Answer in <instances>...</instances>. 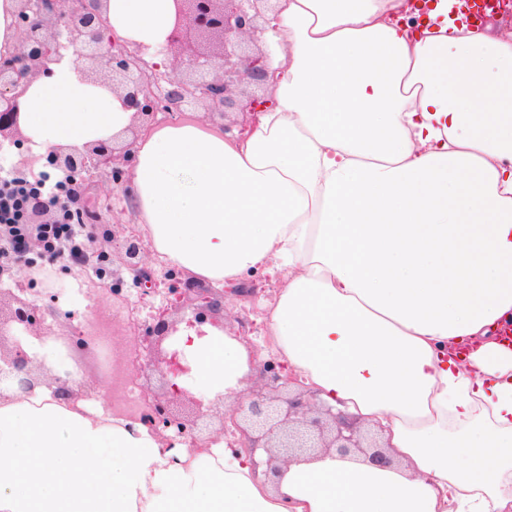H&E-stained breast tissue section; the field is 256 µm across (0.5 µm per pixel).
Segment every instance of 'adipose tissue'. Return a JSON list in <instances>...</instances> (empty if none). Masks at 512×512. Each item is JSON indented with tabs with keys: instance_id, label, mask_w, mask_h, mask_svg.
<instances>
[{
	"instance_id": "ef3b65f1",
	"label": "adipose tissue",
	"mask_w": 512,
	"mask_h": 512,
	"mask_svg": "<svg viewBox=\"0 0 512 512\" xmlns=\"http://www.w3.org/2000/svg\"><path fill=\"white\" fill-rule=\"evenodd\" d=\"M450 0H276L267 105L234 132L142 128L129 187L155 255L214 284L281 269L278 358L318 403L377 427L388 467L330 452L255 477L223 438L40 385L0 394V512H512V34ZM107 34L162 63L175 0H103ZM27 83L39 153L122 138L134 113L73 54ZM191 385L230 406L237 338L180 326Z\"/></svg>"
}]
</instances>
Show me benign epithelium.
Segmentation results:
<instances>
[{"label":"benign epithelium","mask_w":512,"mask_h":512,"mask_svg":"<svg viewBox=\"0 0 512 512\" xmlns=\"http://www.w3.org/2000/svg\"><path fill=\"white\" fill-rule=\"evenodd\" d=\"M177 19L167 39L165 51L173 58H183L189 78L171 83L164 89L167 72L147 64L139 54L124 44L106 37V22L101 0H19L21 45L16 58L0 60V146L20 147L25 139L20 127L19 87L24 80L49 73V64L60 59L59 50L73 49L83 71H106L112 89L123 94L135 117L157 112L179 113L186 107L204 103L213 113L233 110L249 114L264 105L257 94L263 88L271 66L269 53L260 46L265 27L260 20L273 10L272 0H175ZM131 145L116 147L101 141L83 150L56 149L47 156L49 166L73 181L90 169L112 170V182H124L131 158ZM53 208L35 193L26 202L27 223L35 224ZM119 251L126 266L144 281L141 299L156 293L152 276L141 268L143 245L134 232L125 236ZM167 304L151 314L145 325L141 349L136 352L135 368L157 372L171 391V396L154 395L146 403L140 422L153 428L168 445L174 440L164 431L173 429L179 437L190 431L189 424L172 408L173 400H186L202 408V400L174 379L185 376L190 367L177 350L168 351L163 343L177 331L171 320L174 311L191 309V326L210 323L224 327L218 320L223 308L221 297L213 289L187 281L182 288L167 289ZM9 312L0 313V385L32 391L42 380L32 372V360L23 348L29 337L48 335L43 312L14 292ZM257 370L262 384L252 390L232 411L229 421L234 440L229 446L253 454L263 448L268 462L288 463L294 459L313 458L331 450L341 456L360 455L371 463L392 464L387 449L371 429L343 412L334 413L320 406L314 396L293 393L286 397L280 390L297 383L275 356L260 360Z\"/></svg>","instance_id":"obj_1"}]
</instances>
